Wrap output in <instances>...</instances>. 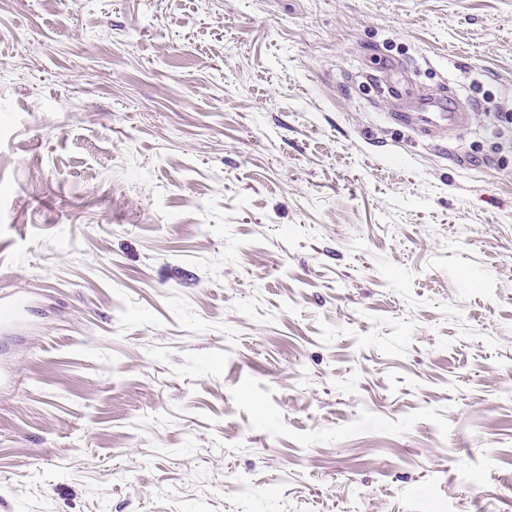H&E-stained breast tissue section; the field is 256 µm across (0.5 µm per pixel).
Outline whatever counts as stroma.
<instances>
[{"label": "stroma", "instance_id": "1", "mask_svg": "<svg viewBox=\"0 0 512 512\" xmlns=\"http://www.w3.org/2000/svg\"><path fill=\"white\" fill-rule=\"evenodd\" d=\"M499 112L512 0H0V512H512ZM420 103V111L416 116L406 112L392 114V119L405 126L419 125L425 131H435L448 138L456 136L466 124L467 112H464L461 98L447 83L441 84L437 90L427 87L416 88L411 92ZM31 304L29 295L13 299L9 302H0V330L16 325L24 316Z\"/></svg>", "mask_w": 512, "mask_h": 512}]
</instances>
